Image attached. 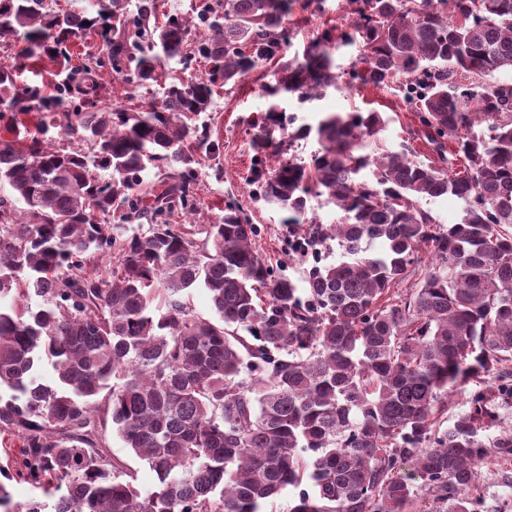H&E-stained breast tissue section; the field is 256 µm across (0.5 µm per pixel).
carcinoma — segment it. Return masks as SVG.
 <instances>
[{
    "label": "carcinoma",
    "mask_w": 512,
    "mask_h": 512,
    "mask_svg": "<svg viewBox=\"0 0 512 512\" xmlns=\"http://www.w3.org/2000/svg\"><path fill=\"white\" fill-rule=\"evenodd\" d=\"M52 2L0 0V42L21 48L19 68L0 67V434L20 441L16 475L43 489L19 502L0 484V512H261L286 488L289 512H406L415 479L432 512H482L477 468L512 458L500 413L512 401V83L456 77L512 71V0H355L344 37L364 68L349 75L401 79L409 135L437 164L377 144L376 111L287 131L283 99L338 84L327 31L284 59L288 0H215L160 25L153 0ZM90 30L103 53L74 66L73 40ZM276 57L258 165L286 141L314 134L319 148L262 173L256 195L290 224L312 195L339 214L298 238L301 286L256 247L261 230L237 199L202 231L177 222L198 211V168L219 150L200 115ZM32 58L57 69L53 92L18 83ZM175 58L208 70L169 74L161 96L130 108L98 106L103 71L152 84ZM27 119L35 131L22 133ZM50 126L92 153L53 145ZM449 153L463 175L448 174ZM150 168L164 178L144 179ZM448 194L465 202L456 224L418 206ZM114 217L148 229L115 235ZM334 245L340 259L322 263ZM110 253V277L87 274ZM195 288L213 314L195 310ZM453 394L468 410L445 426ZM102 414L155 472L151 490L97 438Z\"/></svg>",
    "instance_id": "1"
}]
</instances>
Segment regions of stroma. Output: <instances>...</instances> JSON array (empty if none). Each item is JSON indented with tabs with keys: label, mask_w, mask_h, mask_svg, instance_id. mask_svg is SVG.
Instances as JSON below:
<instances>
[{
	"label": "stroma",
	"mask_w": 512,
	"mask_h": 512,
	"mask_svg": "<svg viewBox=\"0 0 512 512\" xmlns=\"http://www.w3.org/2000/svg\"><path fill=\"white\" fill-rule=\"evenodd\" d=\"M306 0H293L291 12L285 27L291 37V53H302L306 43L319 36L324 30L347 28L352 20L348 0H325L322 11L306 8ZM273 64H260L239 83L228 87L216 96L205 119L209 126L210 138L220 145L216 157L205 160L199 168V197L202 209L197 222H205L223 210L228 198H237L252 223L258 224L261 236L257 241L260 250L273 258H282L288 249V239L293 229L287 228L286 211L252 198V185L247 182L254 165V151L250 140L254 133L252 121L265 115L269 101L262 87L273 80ZM287 115L293 116L297 124H315L321 113L347 112L353 109L381 112L387 121L382 137L390 149H401L410 145L415 156L422 161L435 160L436 155L422 140H409L407 132L416 123V117L393 90L372 86L357 87L353 90H328L318 100L298 104L289 100L285 105ZM99 437L112 450L127 472L134 478L140 490L151 489L156 475L149 465L124 448L122 440L113 433L111 426H99Z\"/></svg>",
	"instance_id": "35a3bbf8"
}]
</instances>
